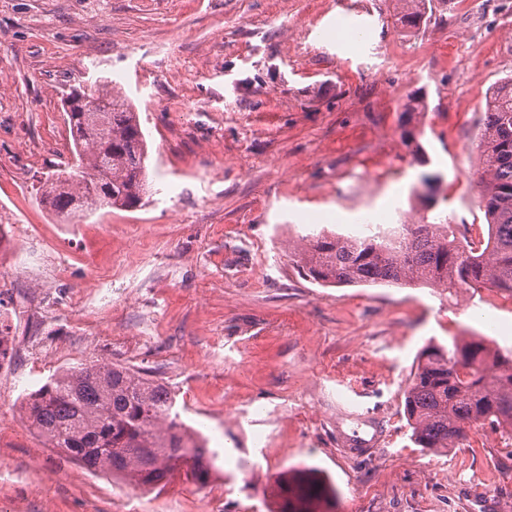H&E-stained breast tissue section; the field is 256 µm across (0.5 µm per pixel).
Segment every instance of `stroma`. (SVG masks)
<instances>
[{"label":"stroma","mask_w":512,"mask_h":512,"mask_svg":"<svg viewBox=\"0 0 512 512\" xmlns=\"http://www.w3.org/2000/svg\"><path fill=\"white\" fill-rule=\"evenodd\" d=\"M397 0H0V512H277L313 466L335 512H512V438L491 428L433 454L402 390L429 341L512 351V297L324 288L289 248L396 205V223L487 221L467 174L492 88L512 75V0H429L407 35ZM367 30L354 55L340 22ZM108 78L149 149V203L78 224L40 202L70 159L64 101ZM423 97L413 130L401 113ZM494 302V331L473 317ZM151 372L217 450L205 488L136 490L48 448L20 417L57 371ZM259 407L256 420L225 407ZM269 435L260 445L256 433ZM250 467L242 470L238 459ZM425 108L424 100L422 98L416 97L407 104L406 111L404 112L407 115V122L405 128L401 132V138L403 143L411 149V153L414 155L416 160H418L423 154L422 148L417 142L413 130L407 129L406 126L411 124L412 120L417 116L423 115Z\"/></svg>","instance_id":"stroma-1"}]
</instances>
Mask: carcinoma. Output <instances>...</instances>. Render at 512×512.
I'll return each mask as SVG.
<instances>
[{
  "label": "carcinoma",
  "mask_w": 512,
  "mask_h": 512,
  "mask_svg": "<svg viewBox=\"0 0 512 512\" xmlns=\"http://www.w3.org/2000/svg\"><path fill=\"white\" fill-rule=\"evenodd\" d=\"M425 2L399 0L403 31L424 23ZM87 95L105 110V120L95 125L83 112L67 113L79 171L57 172L42 193L58 216L141 207L152 195L148 146L133 104L107 79ZM476 148L482 163L475 186L488 225L480 250L462 246L456 225L438 216L358 237L313 232L293 247L297 266L324 287H425L451 296L496 288L512 295V76L489 94ZM403 398L411 441L433 453L463 447L477 428L512 434V351L482 336L431 342L418 354ZM175 406L165 384L99 363L53 375L29 394L24 410L50 447L96 472L119 474L139 489L163 486L178 474L203 488L218 453L205 448ZM280 497L279 512H318L335 491L314 475L290 471Z\"/></svg>",
  "instance_id": "carcinoma-1"
}]
</instances>
